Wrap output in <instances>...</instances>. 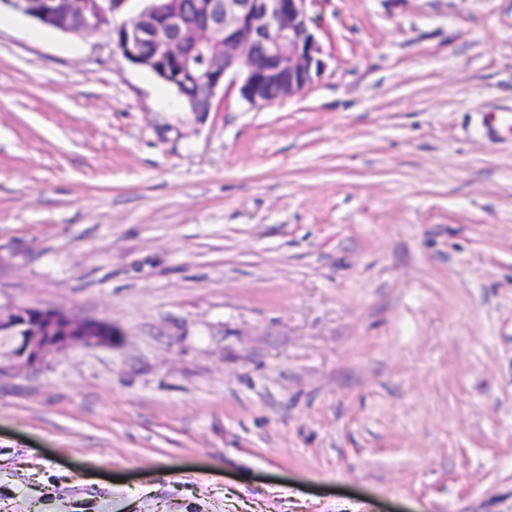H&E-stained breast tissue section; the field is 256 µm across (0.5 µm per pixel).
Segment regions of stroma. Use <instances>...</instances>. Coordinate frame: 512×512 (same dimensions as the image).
Listing matches in <instances>:
<instances>
[{
  "label": "stroma",
  "instance_id": "35a3bbf8",
  "mask_svg": "<svg viewBox=\"0 0 512 512\" xmlns=\"http://www.w3.org/2000/svg\"><path fill=\"white\" fill-rule=\"evenodd\" d=\"M327 67L190 112L0 10V512H512V0H310ZM112 334V325L105 321H81L59 310L0 304V370L4 360L32 368L52 351L74 345L109 346Z\"/></svg>",
  "mask_w": 512,
  "mask_h": 512
}]
</instances>
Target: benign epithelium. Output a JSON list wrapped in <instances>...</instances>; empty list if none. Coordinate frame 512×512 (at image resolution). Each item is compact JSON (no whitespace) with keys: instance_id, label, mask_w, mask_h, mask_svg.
Wrapping results in <instances>:
<instances>
[{"instance_id":"benign-epithelium-1","label":"benign epithelium","mask_w":512,"mask_h":512,"mask_svg":"<svg viewBox=\"0 0 512 512\" xmlns=\"http://www.w3.org/2000/svg\"><path fill=\"white\" fill-rule=\"evenodd\" d=\"M126 0H0L14 13L62 32L108 30L122 54L173 86L191 112L234 90L252 108L286 100L326 69L311 31L309 0H150L121 24ZM112 325L59 310L0 305V365L32 368L52 351L112 344Z\"/></svg>"}]
</instances>
